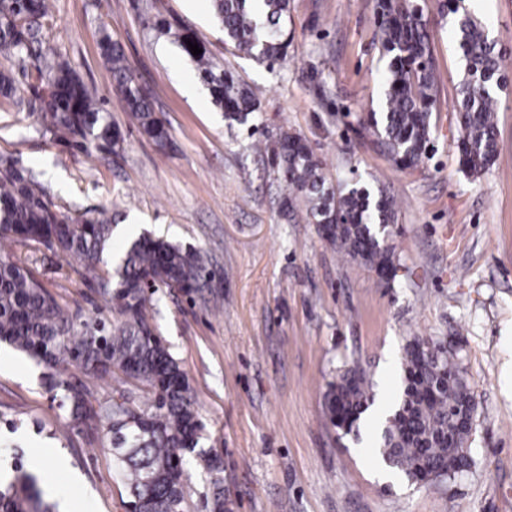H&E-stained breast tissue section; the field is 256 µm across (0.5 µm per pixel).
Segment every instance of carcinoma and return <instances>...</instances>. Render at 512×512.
I'll list each match as a JSON object with an SVG mask.
<instances>
[{
  "label": "carcinoma",
  "mask_w": 512,
  "mask_h": 512,
  "mask_svg": "<svg viewBox=\"0 0 512 512\" xmlns=\"http://www.w3.org/2000/svg\"><path fill=\"white\" fill-rule=\"evenodd\" d=\"M213 17L224 31V44L262 63L288 56L290 0H212ZM50 0H0V52L21 57L33 52ZM453 38L461 52L457 152L459 169L477 177L498 154L495 122L501 54L495 41L466 8L448 6ZM382 51L390 58L382 111L359 117L363 137L394 165L416 168L432 138L436 101L433 52L425 23L413 0H377ZM183 52L195 63L212 104L228 125H244L259 111L257 100L231 72L215 64L204 45L195 56L191 29L178 35ZM101 56L112 72L114 90L139 130L158 146L169 128L129 74L122 46L108 35ZM40 119L58 137L86 152L121 149L119 129L99 99L76 75L71 62L56 56L40 70ZM256 148L271 155L284 183L283 209L322 224L320 233L342 256L381 274L395 270V252L387 243L396 221L397 202L384 188L373 194L359 183L327 184L321 163L300 136L283 132L273 144ZM113 228L108 219L61 212L39 187L33 171L4 166L0 171V342L24 353L50 373V387L64 392L60 407L66 425L100 428L110 436L112 467L137 512H185L190 459L213 471L218 460L199 447L203 425L192 389L147 309L155 288L180 285L193 297L211 279L205 251L162 239L138 236L125 245L110 268ZM16 247L19 252L6 251ZM66 255L82 281L115 309L118 320L72 309L51 292L29 267L41 249ZM404 391L386 418L379 442L383 463L408 481L448 488L473 466L469 441L477 405L458 351L438 338L409 340L403 351ZM96 380L122 375L125 387L105 400L86 381L67 375L69 367ZM374 403L366 368L354 363L339 370L324 396L325 414L343 434L358 435L362 415ZM14 478L0 486V512H52L37 479L19 465Z\"/></svg>",
  "instance_id": "obj_1"
}]
</instances>
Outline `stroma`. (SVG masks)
Segmentation results:
<instances>
[{
  "label": "stroma",
  "instance_id": "obj_1",
  "mask_svg": "<svg viewBox=\"0 0 512 512\" xmlns=\"http://www.w3.org/2000/svg\"><path fill=\"white\" fill-rule=\"evenodd\" d=\"M423 9L435 60L433 136L423 164L392 166L363 139L357 117L381 109L389 59L378 43L376 0H291L286 62L271 66L234 54L213 20L210 0H53L40 50L64 55L101 99L124 149L84 152L47 131L35 109L39 88L28 62L0 55L24 95L0 96V164L34 168L45 193L76 217L101 213L121 228L203 249L218 281L193 301L159 290L148 315L187 374L204 424L201 444L219 471L189 466L186 512H210L214 489L224 512H512V0H472L470 11L502 52L508 89L498 91L500 152L479 178L458 168L456 112L462 61L451 18L437 0ZM188 25L214 62L259 102L248 124L227 126L210 97L182 92L198 81L176 38ZM125 51L137 85L166 119L162 148L143 136L113 91L99 43ZM301 135L329 182L386 187L398 204L388 239L397 274L337 254L316 225L281 213L282 185L255 143ZM35 267L47 288L94 314L105 302L42 251ZM437 336L460 351L477 401L474 460L452 489L380 482L373 425L343 436L323 397L339 368L369 372L375 409L402 395V348ZM43 369L0 346V461L34 458L42 447L63 459L44 466L45 500L74 512H126L127 491L101 437L64 429L63 411Z\"/></svg>",
  "mask_w": 512,
  "mask_h": 512
}]
</instances>
